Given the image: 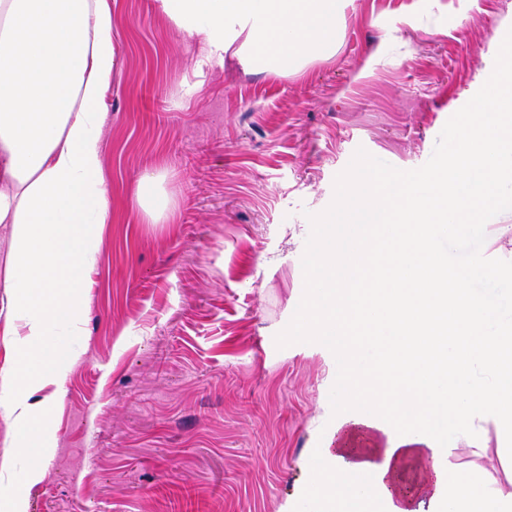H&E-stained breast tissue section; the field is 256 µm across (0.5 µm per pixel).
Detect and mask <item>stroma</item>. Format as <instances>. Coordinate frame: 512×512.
Wrapping results in <instances>:
<instances>
[{"instance_id": "stroma-1", "label": "stroma", "mask_w": 512, "mask_h": 512, "mask_svg": "<svg viewBox=\"0 0 512 512\" xmlns=\"http://www.w3.org/2000/svg\"><path fill=\"white\" fill-rule=\"evenodd\" d=\"M106 103L109 219L50 403V454L9 476L28 512H301L312 450L340 409L336 351L305 331L311 259L360 162H446L512 0H353L335 55L290 75L201 64L155 0H114ZM159 179L148 215L138 180ZM476 231L438 236L449 267L512 285V184ZM42 476L28 483L27 470ZM157 180L154 175L140 178L136 189V202L148 213H162L167 207V200L158 194Z\"/></svg>"}]
</instances>
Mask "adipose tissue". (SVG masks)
<instances>
[{
  "label": "adipose tissue",
  "mask_w": 512,
  "mask_h": 512,
  "mask_svg": "<svg viewBox=\"0 0 512 512\" xmlns=\"http://www.w3.org/2000/svg\"><path fill=\"white\" fill-rule=\"evenodd\" d=\"M351 0H156L204 58L297 73L333 55ZM111 0H0V224L11 227L7 285L24 332L0 376L11 465L46 448L47 412L32 394L60 383L49 336L77 324L109 203L101 133L117 67ZM448 162L423 172L424 193L369 172L329 224H392L314 256L326 275L301 318L306 331L356 337L370 363L338 378V419L325 466L305 496L310 512H512V319L492 314L433 249L456 222L482 223L512 183V40L484 80ZM492 423L504 480L452 463L448 436ZM418 468L407 493L403 473ZM373 492L351 500L357 473Z\"/></svg>",
  "instance_id": "adipose-tissue-1"
}]
</instances>
